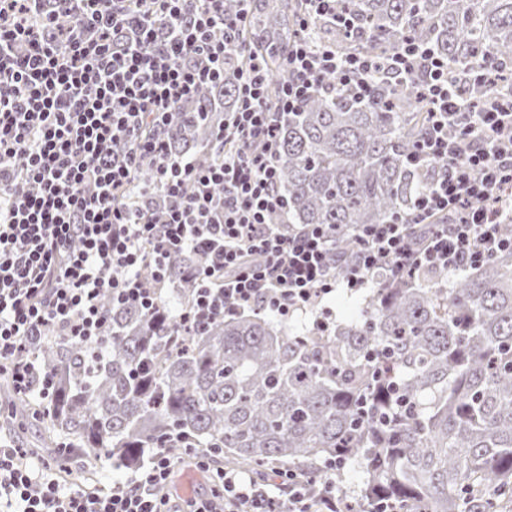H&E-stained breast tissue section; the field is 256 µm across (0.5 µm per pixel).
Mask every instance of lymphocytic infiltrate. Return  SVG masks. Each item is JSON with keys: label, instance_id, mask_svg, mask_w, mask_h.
<instances>
[{"label": "lymphocytic infiltrate", "instance_id": "obj_1", "mask_svg": "<svg viewBox=\"0 0 512 512\" xmlns=\"http://www.w3.org/2000/svg\"><path fill=\"white\" fill-rule=\"evenodd\" d=\"M87 40L50 34L41 0H0V376L49 401L54 382L35 347L59 340L101 341L103 299L161 307L173 252H202L208 263L181 322L197 328L245 310L285 317L321 306L336 289L367 287L376 270L426 266L460 272L512 250L499 218L512 203V93L480 104L448 77V62L407 41L391 59L340 54L299 39L288 76L268 102L262 56L242 55L240 105L231 121L238 149L208 165L173 156L165 118L200 89L223 80L241 17L224 0H83ZM418 78L430 120L410 165L439 164L407 220L365 224L343 269L331 265L326 224L301 230L271 223L284 212L274 163L287 113L324 91L333 76L368 96L375 80ZM152 170L165 205L147 211L120 199ZM152 266L151 279L140 270ZM210 496L186 512H347L336 475L297 481L277 470L275 491L213 469ZM176 466L153 451L128 480L97 492L66 485L12 438L0 439V512H178L158 497Z\"/></svg>", "mask_w": 512, "mask_h": 512}]
</instances>
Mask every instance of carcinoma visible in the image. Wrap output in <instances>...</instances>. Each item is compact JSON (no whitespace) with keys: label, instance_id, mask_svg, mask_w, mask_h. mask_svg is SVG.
Wrapping results in <instances>:
<instances>
[{"label":"carcinoma","instance_id":"carcinoma-1","mask_svg":"<svg viewBox=\"0 0 512 512\" xmlns=\"http://www.w3.org/2000/svg\"><path fill=\"white\" fill-rule=\"evenodd\" d=\"M354 19L321 18L311 39L389 57L410 39L448 60V73L478 103L492 91L482 67L512 84V0H341ZM54 33L85 39L93 26L80 0H43ZM299 0H250L236 42L262 53L270 100L287 76L283 59L301 32ZM236 56L224 81L168 118L176 156L207 165L218 125L238 107ZM333 92L284 116L274 162L287 212L274 224H329L333 259L356 249L354 230L404 218L437 164L414 169L407 155L425 121L414 83L379 79L354 98ZM200 254L168 264L160 315L105 298L106 340L63 341L35 351L54 381L46 440L62 473L89 463L136 469L155 448L204 453L216 466L249 469L262 483L273 468L317 479L358 470L369 512H512V251L460 273L419 267L371 276L353 311L326 331L261 312L218 317L185 331L169 305L185 310ZM23 422L31 399L0 388Z\"/></svg>","mask_w":512,"mask_h":512}]
</instances>
